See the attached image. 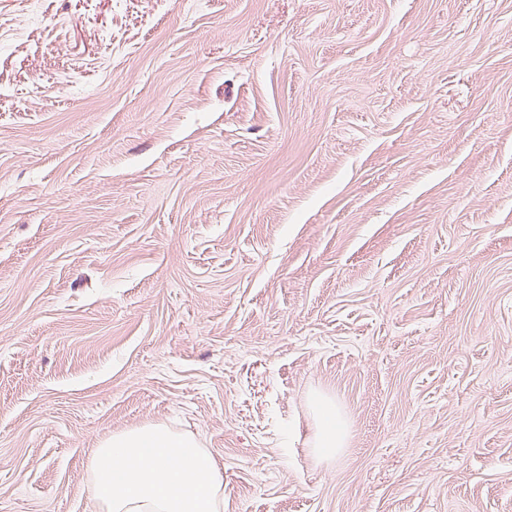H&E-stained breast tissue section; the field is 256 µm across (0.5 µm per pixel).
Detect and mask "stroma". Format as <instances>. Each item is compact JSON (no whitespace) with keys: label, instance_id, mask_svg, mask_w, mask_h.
Masks as SVG:
<instances>
[{"label":"stroma","instance_id":"35a3bbf8","mask_svg":"<svg viewBox=\"0 0 512 512\" xmlns=\"http://www.w3.org/2000/svg\"><path fill=\"white\" fill-rule=\"evenodd\" d=\"M143 424L224 512H512V0H0V512ZM315 406L321 420L314 432L313 450L322 458L335 459L342 447L341 428L336 429V403L329 397L318 396Z\"/></svg>","mask_w":512,"mask_h":512}]
</instances>
